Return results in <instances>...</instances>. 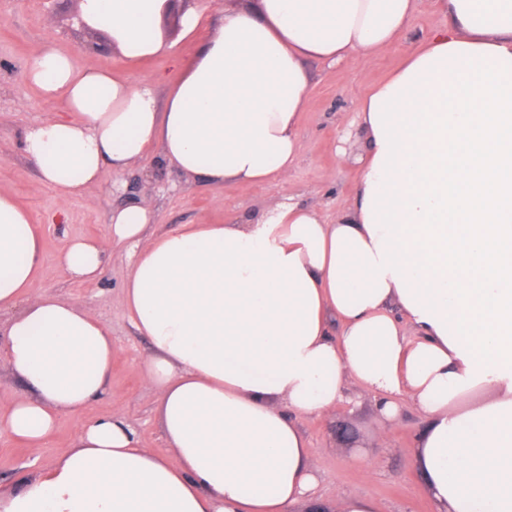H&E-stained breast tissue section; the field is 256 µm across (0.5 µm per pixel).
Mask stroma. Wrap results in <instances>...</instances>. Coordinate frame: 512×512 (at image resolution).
<instances>
[{"label": "stroma", "instance_id": "1", "mask_svg": "<svg viewBox=\"0 0 512 512\" xmlns=\"http://www.w3.org/2000/svg\"><path fill=\"white\" fill-rule=\"evenodd\" d=\"M76 11L77 0H0V190L14 195L42 238L43 261L34 289L78 300L109 325L116 348L111 393L64 417L40 450L26 448L0 430V486L4 488L18 487L30 475L50 469L86 424L105 415H122L146 447L163 458L171 456L156 396L139 375V366L151 349L123 312L120 284L129 251L114 248L99 281L76 284L58 264L66 241L105 236L113 208L133 192L152 198L157 232L182 224H245L284 195L316 208L327 222H334L360 180L358 159L365 151V135L356 112L359 99L444 23L433 0H417L409 26L377 58L354 54L332 65L307 62L310 101L300 116L302 150L287 185L228 183L215 188L178 176L151 155L120 180L111 168H104L92 197L64 201L41 182L37 166L21 146L27 126L65 110L62 100L45 99L24 77L27 61L45 40L53 39L80 68H105L134 83L143 76H155L162 98L180 78L182 64L200 48L198 41L184 40L176 44L173 54L132 68L120 54L104 50L103 33L73 25ZM298 425L316 470L315 498L333 501L357 496L373 501L377 512H435L412 464L410 450L424 422L410 406H402L389 421L379 414L370 395L358 391L353 403H339L332 417L302 418Z\"/></svg>", "mask_w": 512, "mask_h": 512}]
</instances>
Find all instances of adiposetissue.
Wrapping results in <instances>:
<instances>
[{"mask_svg": "<svg viewBox=\"0 0 512 512\" xmlns=\"http://www.w3.org/2000/svg\"><path fill=\"white\" fill-rule=\"evenodd\" d=\"M442 29L357 105L368 149L335 222L287 200L248 224L152 234V202L113 209L104 237L70 239L69 279L93 282L126 246L123 307L151 354L173 460L117 415L86 425L49 470L0 492V512H293L313 488L298 418L344 393L383 417L409 402L412 450L437 512H512V0H436ZM415 0H238L218 23L187 8L180 39L210 35L166 100L78 68L54 41L26 64L66 116L26 128L23 149L61 199L104 167L150 152L184 177L287 184L309 104L305 61L374 58ZM170 0H79L82 26L130 65L172 54ZM178 38V39H179ZM43 260L28 213L0 191V313L22 391L0 392V429L31 449L109 387V326L33 290Z\"/></svg>", "mask_w": 512, "mask_h": 512, "instance_id": "obj_1", "label": "adipose tissue"}]
</instances>
